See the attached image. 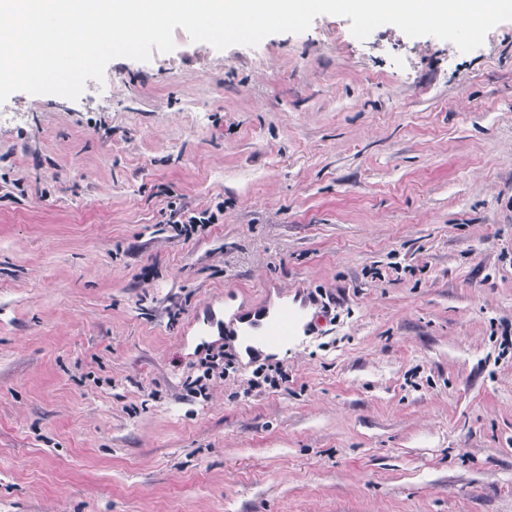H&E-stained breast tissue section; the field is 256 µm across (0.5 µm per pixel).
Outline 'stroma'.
Returning a JSON list of instances; mask_svg holds the SVG:
<instances>
[{"label":"stroma","instance_id":"1","mask_svg":"<svg viewBox=\"0 0 512 512\" xmlns=\"http://www.w3.org/2000/svg\"><path fill=\"white\" fill-rule=\"evenodd\" d=\"M350 24L8 98L0 512H512V21ZM274 288L307 330L242 362Z\"/></svg>","mask_w":512,"mask_h":512}]
</instances>
